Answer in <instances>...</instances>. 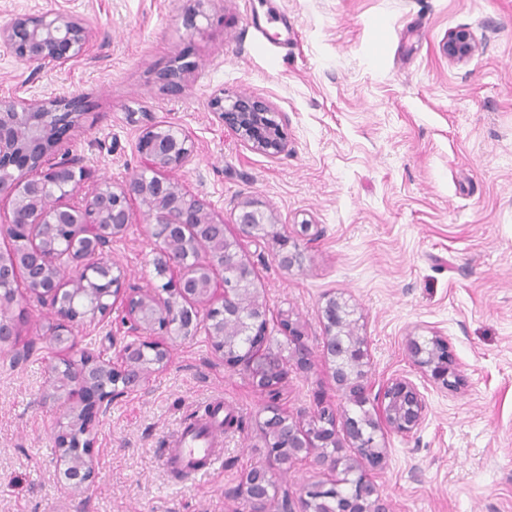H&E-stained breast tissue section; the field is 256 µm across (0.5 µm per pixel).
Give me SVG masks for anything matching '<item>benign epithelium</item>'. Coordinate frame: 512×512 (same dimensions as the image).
I'll list each match as a JSON object with an SVG mask.
<instances>
[{
	"label": "benign epithelium",
	"instance_id": "1",
	"mask_svg": "<svg viewBox=\"0 0 512 512\" xmlns=\"http://www.w3.org/2000/svg\"><path fill=\"white\" fill-rule=\"evenodd\" d=\"M91 40L88 25L56 12L19 17L0 27V48L33 71L79 61ZM476 49L475 36L467 28L448 31L442 45L453 63L464 62ZM159 82L171 93L182 92L184 68L167 70ZM209 107L222 126L250 149L271 158L288 153L284 124L276 121L268 101L249 94L233 98L220 94L210 99ZM82 111L78 96L49 101L0 99V200L11 204L0 232L12 241L8 251H0V280L21 278L26 283L22 295L17 289L11 294L1 289L0 309L19 304L21 296L40 299L51 309L48 332L52 342L71 352L74 325L103 316L120 304L127 335L133 337L122 346L115 362L100 352L81 351L79 358L72 359V373L57 384L69 405L55 437L56 468L63 473L67 492L80 493L93 476L96 422L109 413L115 395L142 381L146 353L152 352V364L160 367L170 359L167 345L142 340L141 332L186 335L203 320L213 350L228 367L246 373L267 398L261 428L271 467L247 472L235 490L252 505V512H294L288 493L279 491L276 471L314 450L322 464L334 473L341 472L332 487L347 486L335 512H390L374 481V472L386 464V452L376 433L408 435L422 424L426 402L418 386L403 375L396 376L369 397L364 370L369 360L367 342L356 333L346 305L330 297L322 308V351L334 363L336 387L349 403L362 409V415L341 416L323 404L306 424L284 414L279 402L287 372L266 347L268 308L255 288V269L242 257L239 241L226 236L224 220L216 219L204 200L167 176L188 161L193 151L190 136L173 123L146 128L137 145L142 156L140 172L125 183L100 180L86 190L89 173L85 168L74 159L52 158L54 149L64 143L63 133L75 127ZM137 199L147 207L151 235L160 244L157 274L169 279L159 288H127L124 269L106 263L97 268L108 280L101 299L90 312L78 310L70 302L71 286L89 279L92 268L86 259L102 252L132 223V204ZM275 223L274 215L262 211L256 201L238 206L235 224L245 236L266 234L265 225ZM56 224L68 226L79 239L69 255L78 276L68 282L50 272L56 258L44 244L47 229ZM215 235L220 239L219 250L199 253L198 245ZM275 241L283 269L301 263L299 246L289 237L278 233ZM280 323L295 345L296 366L308 369L302 325L288 314L282 315ZM405 347L428 380L445 389L460 387L463 378L447 337L437 331L423 341L410 335ZM369 403L370 410L366 408ZM317 490L314 484L306 487L301 512H322L318 504L329 495L315 497Z\"/></svg>",
	"mask_w": 512,
	"mask_h": 512
}]
</instances>
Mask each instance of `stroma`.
<instances>
[{
  "label": "stroma",
  "mask_w": 512,
  "mask_h": 512,
  "mask_svg": "<svg viewBox=\"0 0 512 512\" xmlns=\"http://www.w3.org/2000/svg\"><path fill=\"white\" fill-rule=\"evenodd\" d=\"M0 0V27L63 12L99 35L89 52L39 73L0 48V98L80 96L86 111L67 135L91 180L122 183L140 170L149 126L182 127L194 150L170 176L223 218L254 266L268 312L269 348L287 372L280 405L307 419L318 401L348 402L324 359L320 308L336 295L354 307L369 345L366 382L416 383L427 409L408 435L383 440L375 475L391 512H512V0ZM264 22L257 41L254 20ZM466 27L478 49L461 64L442 52ZM186 66L185 89L159 73ZM268 99L286 120L289 147L270 158L248 149L209 108L217 93ZM259 201L297 240L302 264L282 269L276 246L240 235L237 206ZM102 258L129 288L162 285L146 208ZM319 226L318 238L302 233ZM16 341L0 345V512H251L234 493L268 463L259 422L266 398L225 366L204 331L171 335L166 367L117 396L95 430V473L77 496L60 493L55 433L66 407L50 396L46 306L23 304ZM304 328L312 367L296 368L280 327ZM121 309L76 325L77 349L116 357ZM448 338L464 383L428 381L405 338ZM238 427L211 430L222 470L180 478L165 466L172 440L216 400ZM315 457L279 474L293 502L330 482Z\"/></svg>",
  "instance_id": "1"
}]
</instances>
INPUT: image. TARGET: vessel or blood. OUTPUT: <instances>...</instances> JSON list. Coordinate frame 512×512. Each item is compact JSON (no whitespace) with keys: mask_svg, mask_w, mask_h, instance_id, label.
I'll use <instances>...</instances> for the list:
<instances>
[{"mask_svg":"<svg viewBox=\"0 0 512 512\" xmlns=\"http://www.w3.org/2000/svg\"><path fill=\"white\" fill-rule=\"evenodd\" d=\"M212 423V418L208 417L182 429L166 458L170 469L193 475L202 470L216 471L222 468V452L207 437Z\"/></svg>","mask_w":512,"mask_h":512,"instance_id":"b4317fda","label":"vessel or blood"}]
</instances>
